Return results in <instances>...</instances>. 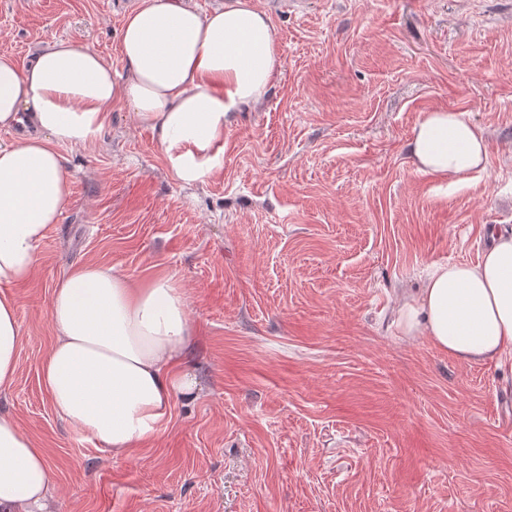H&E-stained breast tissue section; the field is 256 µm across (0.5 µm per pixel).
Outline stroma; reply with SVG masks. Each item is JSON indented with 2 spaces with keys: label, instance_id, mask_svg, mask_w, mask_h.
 <instances>
[{
  "label": "stroma",
  "instance_id": "35a3bbf8",
  "mask_svg": "<svg viewBox=\"0 0 512 512\" xmlns=\"http://www.w3.org/2000/svg\"><path fill=\"white\" fill-rule=\"evenodd\" d=\"M280 68L224 131V170L176 181L114 108L61 153L71 195L18 286L0 393L49 465L50 512H512V360L461 362L394 324L436 263L512 227V0H252ZM123 0H0V54L52 37L121 69ZM466 113L487 161L416 171L422 113ZM99 263L181 288L198 382L145 447L112 456L54 412L40 365L55 283Z\"/></svg>",
  "mask_w": 512,
  "mask_h": 512
}]
</instances>
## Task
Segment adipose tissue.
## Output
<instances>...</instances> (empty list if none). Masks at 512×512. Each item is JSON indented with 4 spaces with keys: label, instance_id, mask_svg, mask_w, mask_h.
Listing matches in <instances>:
<instances>
[{
    "label": "adipose tissue",
    "instance_id": "obj_1",
    "mask_svg": "<svg viewBox=\"0 0 512 512\" xmlns=\"http://www.w3.org/2000/svg\"><path fill=\"white\" fill-rule=\"evenodd\" d=\"M122 73L93 49L53 38L27 64L0 55V129L31 134L0 145V391L12 386L22 338L16 286L31 282L37 251L71 193L59 148L94 142L115 105L148 125L175 180L224 168V130L259 103L280 67L269 16L251 0L200 9L195 0H139L120 30ZM416 170L455 183L483 168L487 134L465 113H424L412 131ZM474 262L433 265L397 321L461 361L512 357V232L487 228ZM56 341L41 362L57 415L123 456L161 432L191 342L185 297L172 279L132 282L85 264L53 288ZM50 492L42 449L0 414V512H39Z\"/></svg>",
    "mask_w": 512,
    "mask_h": 512
}]
</instances>
